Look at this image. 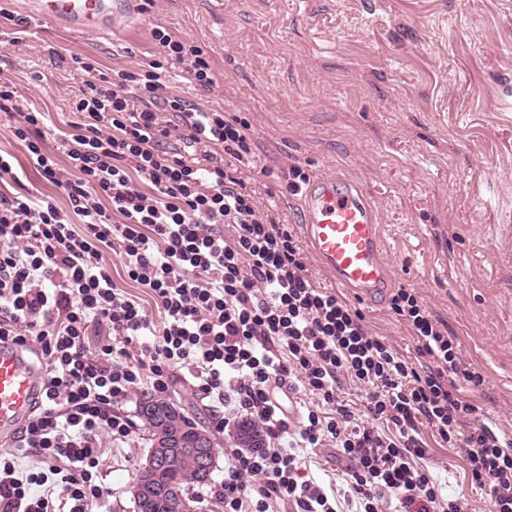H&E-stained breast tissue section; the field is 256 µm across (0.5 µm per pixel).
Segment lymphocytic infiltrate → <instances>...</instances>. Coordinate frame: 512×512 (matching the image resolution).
Segmentation results:
<instances>
[{"label": "lymphocytic infiltrate", "mask_w": 512, "mask_h": 512, "mask_svg": "<svg viewBox=\"0 0 512 512\" xmlns=\"http://www.w3.org/2000/svg\"><path fill=\"white\" fill-rule=\"evenodd\" d=\"M165 59L201 91L215 79L199 47L153 30ZM78 122L61 134L68 166L42 146L45 115L14 129L49 195L0 193V343L39 355L40 400L17 452L44 471L20 475L0 453V512H92L105 489L99 438L125 439L135 423L118 409L141 385L166 394L188 369L198 395L224 407L221 426L261 425L260 448L227 449L214 493L224 512H337L324 487L300 476V451L333 443L347 463L354 512H475L444 498L421 461L429 427L460 449L490 512H512V437L466 389L485 383L415 294L399 289L394 312L416 339V361L373 336L362 313L317 286L287 225L261 212L235 175L251 153L250 123L167 92L158 72L86 81ZM198 147L203 160L184 161ZM142 177L147 189L135 186ZM119 245L130 280L165 314L155 328L142 303L113 281L103 251ZM113 343L86 346L91 324ZM362 386L361 413L341 380ZM320 402L291 422L284 397Z\"/></svg>", "instance_id": "f902f5d3"}]
</instances>
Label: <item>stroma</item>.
Instances as JSON below:
<instances>
[{
  "label": "stroma",
  "instance_id": "obj_1",
  "mask_svg": "<svg viewBox=\"0 0 512 512\" xmlns=\"http://www.w3.org/2000/svg\"><path fill=\"white\" fill-rule=\"evenodd\" d=\"M198 46L216 87L204 94L177 69L168 92L249 121L254 154L238 175L265 214L308 242L301 199L282 178L300 166L311 179L359 182L376 207L393 289L414 293L458 345L462 366L486 383L471 397L512 431V0H152L140 20L96 33L32 15L27 0H0V79L24 95L20 111L45 113L44 143L78 115L73 101L90 75L136 71L156 59V26ZM17 112H0V153L15 157L12 193L66 198L33 170L14 137ZM308 273L364 316L373 335L416 356L391 292L370 298L338 286L308 258ZM206 426L218 402L194 394L187 370L169 390ZM426 463L444 494L488 512L457 449L424 430ZM150 442L144 428L103 440L106 492L95 512H133L130 493ZM304 469L347 512L346 463L331 446L305 452Z\"/></svg>",
  "mask_w": 512,
  "mask_h": 512
}]
</instances>
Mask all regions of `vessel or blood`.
I'll return each mask as SVG.
<instances>
[{
  "label": "vessel or blood",
  "instance_id": "b4317fda",
  "mask_svg": "<svg viewBox=\"0 0 512 512\" xmlns=\"http://www.w3.org/2000/svg\"><path fill=\"white\" fill-rule=\"evenodd\" d=\"M129 0H32L34 14L82 31L106 28ZM306 234L320 263L340 284L366 295L391 286L381 256L380 225L363 189L321 178L302 197ZM38 395L35 371L13 347L0 345V442L29 415Z\"/></svg>",
  "mask_w": 512,
  "mask_h": 512
}]
</instances>
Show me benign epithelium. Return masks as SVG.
<instances>
[{
	"label": "benign epithelium",
	"mask_w": 512,
	"mask_h": 512,
	"mask_svg": "<svg viewBox=\"0 0 512 512\" xmlns=\"http://www.w3.org/2000/svg\"><path fill=\"white\" fill-rule=\"evenodd\" d=\"M182 454H189L197 460L202 475H210L216 466V450L205 432H200L190 444L183 442L177 434L159 436L141 469L139 480L135 483L136 493L146 497L152 496L156 492L154 474L159 464Z\"/></svg>",
	"instance_id": "7a95c632"
}]
</instances>
